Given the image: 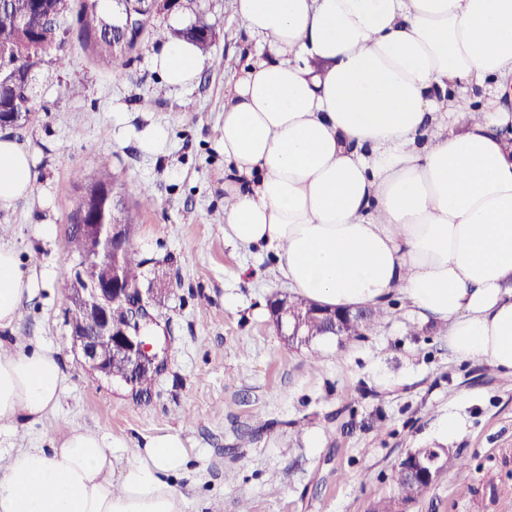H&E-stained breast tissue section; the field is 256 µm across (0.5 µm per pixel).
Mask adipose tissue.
I'll use <instances>...</instances> for the list:
<instances>
[{
    "mask_svg": "<svg viewBox=\"0 0 512 512\" xmlns=\"http://www.w3.org/2000/svg\"><path fill=\"white\" fill-rule=\"evenodd\" d=\"M263 46L228 92L224 235L271 255L298 295L326 307L407 299L446 323L462 361L512 374V0H235ZM207 57L167 41L151 66L186 88ZM483 89L474 102V89ZM112 136L167 154L169 127ZM34 154L0 132V210L32 197ZM37 284L0 246V332ZM60 366L37 347L0 356V426L56 405ZM0 512H182L188 450L151 437L114 468L111 436L71 430L4 448Z\"/></svg>",
    "mask_w": 512,
    "mask_h": 512,
    "instance_id": "ef3b65f1",
    "label": "adipose tissue"
}]
</instances>
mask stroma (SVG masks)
I'll return each instance as SVG.
<instances>
[{"mask_svg": "<svg viewBox=\"0 0 512 512\" xmlns=\"http://www.w3.org/2000/svg\"><path fill=\"white\" fill-rule=\"evenodd\" d=\"M216 32L196 84L165 86L149 59L170 32L168 14L150 19L123 65L101 70L79 50L65 68L36 72L38 110L13 135L36 156V199L0 210V245L25 273H47L23 303L0 347L53 350L63 384L46 419L7 431L14 447H48L82 427L111 435L126 452L146 438L177 434L189 450L178 478L183 512H372L394 496L391 475L413 448L433 442L436 422L457 414L464 431L451 449L466 466L441 476L410 512H512V374L458 361L445 325L424 320L401 298L387 324L359 340L292 347L273 325L268 302L289 293L273 261L224 235V158L216 150L224 96L236 66L256 54L233 0H200ZM83 84L82 96L69 92ZM194 111H186L187 101ZM168 123L172 146L158 158L112 137L115 102ZM133 205V247L146 259L144 288L170 338L168 365L149 398L136 399L90 375L69 332L72 307L61 285L74 274L62 258L67 216L101 157ZM154 204L136 207L140 186ZM56 227L54 241L36 225Z\"/></svg>", "mask_w": 512, "mask_h": 512, "instance_id": "obj_1", "label": "stroma"}]
</instances>
